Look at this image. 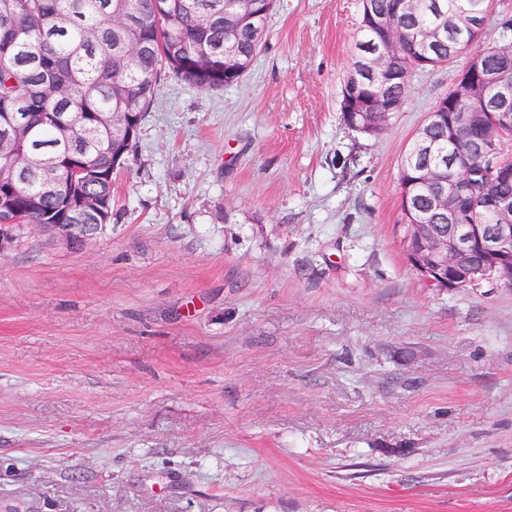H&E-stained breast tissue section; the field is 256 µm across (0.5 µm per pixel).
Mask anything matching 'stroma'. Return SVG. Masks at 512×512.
I'll return each instance as SVG.
<instances>
[{"label": "stroma", "instance_id": "35a3bbf8", "mask_svg": "<svg viewBox=\"0 0 512 512\" xmlns=\"http://www.w3.org/2000/svg\"><path fill=\"white\" fill-rule=\"evenodd\" d=\"M360 0H276L244 76L163 72L80 248L0 256V512H512V288L429 287L400 169L469 55L375 136Z\"/></svg>", "mask_w": 512, "mask_h": 512}]
</instances>
